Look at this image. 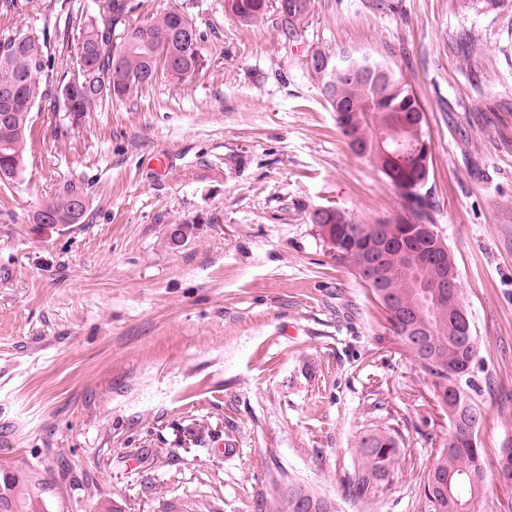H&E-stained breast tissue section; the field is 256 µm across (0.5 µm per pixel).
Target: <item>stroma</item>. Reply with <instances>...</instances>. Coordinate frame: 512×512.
<instances>
[{
  "label": "stroma",
  "instance_id": "1",
  "mask_svg": "<svg viewBox=\"0 0 512 512\" xmlns=\"http://www.w3.org/2000/svg\"><path fill=\"white\" fill-rule=\"evenodd\" d=\"M46 2L28 26L50 31L64 72L60 7L96 0ZM138 3L141 21L185 12L210 65L68 132L57 100L36 108L25 174L0 187V467L44 479L48 512H279L291 484L336 512H430L420 483L448 409L311 221L325 206L369 223L400 210L305 67L314 49L349 50L391 64L425 111L434 220L477 338L474 512H512L495 478L512 438V0H314L297 45L224 0ZM70 183L85 223H29ZM375 434L398 453L356 496Z\"/></svg>",
  "mask_w": 512,
  "mask_h": 512
}]
</instances>
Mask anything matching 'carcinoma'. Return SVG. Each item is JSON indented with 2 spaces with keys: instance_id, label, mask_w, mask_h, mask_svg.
<instances>
[{
  "instance_id": "carcinoma-1",
  "label": "carcinoma",
  "mask_w": 512,
  "mask_h": 512,
  "mask_svg": "<svg viewBox=\"0 0 512 512\" xmlns=\"http://www.w3.org/2000/svg\"><path fill=\"white\" fill-rule=\"evenodd\" d=\"M227 10L243 25H253L273 14L288 40H302L306 19L313 13L314 0H225ZM138 5L132 0H103L101 20L90 11L80 14L72 39L75 42L74 70L59 73L55 58L49 53L47 39L29 35L18 28L17 18L44 10L42 0H0V20L8 25L0 32V89L12 90L16 106L12 121L0 124V181H12L25 168V146L36 106L55 98L64 108L60 127H79L87 113L107 101H122L138 96L144 81L160 72L180 84L191 83L209 65L202 41L196 33L197 47L172 37L180 26L179 16L167 11L144 24L131 22ZM333 62L336 94L348 110L336 116V127L356 145V155L373 163L395 187L400 197V211L391 223L400 228V241L411 247L397 261L386 263L382 277L387 291L399 306L412 313L406 322L399 315L388 318L393 333L423 368L435 378L438 391L458 389L454 393L458 411L481 417L478 404L463 386L466 371L474 360L477 346H468L461 338L460 322L448 314V308L417 305L420 281L435 279L438 267H421L424 257L437 244H445L434 224L433 209L425 192L430 173L431 155L414 149L429 140L425 114L404 78L383 62L369 60L385 72L379 85L350 79L346 62L329 51L316 50L309 67L317 58ZM401 129L402 143L393 158L383 156L375 145L379 131ZM83 192L68 184L56 199L38 206L29 221L32 224H82L85 213L75 215ZM311 222L330 232L328 246L336 262L351 266L364 284L365 255L361 242L375 239L381 222L364 224L344 209L333 207L321 216L313 212ZM366 467L354 479L352 490L366 492L381 479L394 461L397 442L388 435H372L360 442ZM486 473L482 448H470L453 441L439 451L432 467L425 471L423 493L431 512H464L463 503L474 501L483 493ZM44 482L22 471H0V500L14 505L13 512H43ZM283 512H334L332 501L301 485L291 486L282 494Z\"/></svg>"
}]
</instances>
